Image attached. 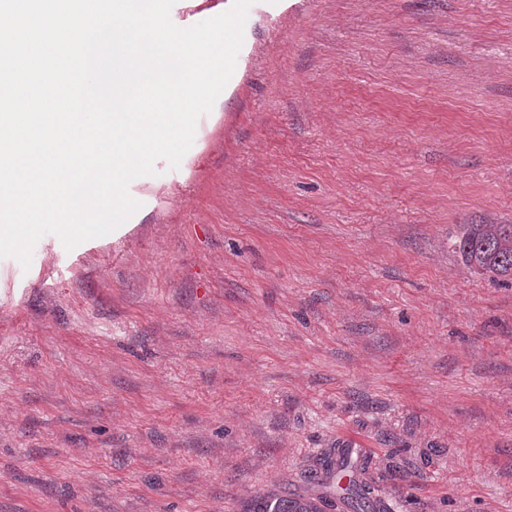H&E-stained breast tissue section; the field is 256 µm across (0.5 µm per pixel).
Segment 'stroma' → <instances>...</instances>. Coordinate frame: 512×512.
<instances>
[{
	"label": "stroma",
	"instance_id": "35a3bbf8",
	"mask_svg": "<svg viewBox=\"0 0 512 512\" xmlns=\"http://www.w3.org/2000/svg\"><path fill=\"white\" fill-rule=\"evenodd\" d=\"M187 168L116 240L0 258V512H244L367 448L396 512H512V0L255 15ZM453 246L470 270L512 279V224H460Z\"/></svg>",
	"mask_w": 512,
	"mask_h": 512
}]
</instances>
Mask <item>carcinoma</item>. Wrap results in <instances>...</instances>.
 Segmentation results:
<instances>
[{
    "label": "carcinoma",
    "mask_w": 512,
    "mask_h": 512,
    "mask_svg": "<svg viewBox=\"0 0 512 512\" xmlns=\"http://www.w3.org/2000/svg\"><path fill=\"white\" fill-rule=\"evenodd\" d=\"M453 246L469 269L491 278L512 279V224H459L454 231ZM348 466L345 459L337 461L332 454L318 458L308 473L307 480L321 485L320 476L328 475L333 467ZM347 505L354 512H385L381 497L375 489L354 482L348 487ZM323 498H306L283 491L267 492L254 496L248 512H324L318 506Z\"/></svg>",
    "instance_id": "carcinoma-1"
}]
</instances>
